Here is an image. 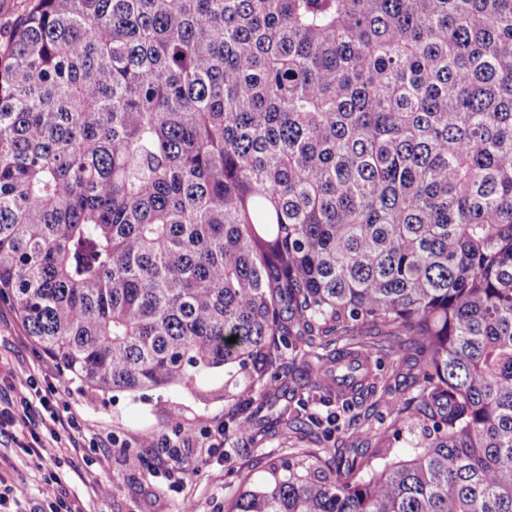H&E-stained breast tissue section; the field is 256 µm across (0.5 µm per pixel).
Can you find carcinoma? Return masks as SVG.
<instances>
[{
    "instance_id": "carcinoma-1",
    "label": "carcinoma",
    "mask_w": 512,
    "mask_h": 512,
    "mask_svg": "<svg viewBox=\"0 0 512 512\" xmlns=\"http://www.w3.org/2000/svg\"><path fill=\"white\" fill-rule=\"evenodd\" d=\"M26 2L0 300L61 371L243 374L228 440L281 347L411 336L408 457L273 458L225 512H512V0Z\"/></svg>"
}]
</instances>
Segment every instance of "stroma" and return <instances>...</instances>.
<instances>
[{
	"label": "stroma",
	"mask_w": 512,
	"mask_h": 512,
	"mask_svg": "<svg viewBox=\"0 0 512 512\" xmlns=\"http://www.w3.org/2000/svg\"><path fill=\"white\" fill-rule=\"evenodd\" d=\"M374 350V372L368 389L338 396L300 375L302 359L314 360L359 348L355 336L335 337L329 347L305 348L303 356L285 348L279 354L278 379L263 386L267 404L251 430L224 445L199 471L173 484L159 476L157 449L146 447L144 436L172 433L175 427L197 430L203 422H220L237 409L236 398L219 394L223 372L202 373L200 382L214 397L200 400L182 388L157 389L135 394L98 395L65 380L54 360L27 336L7 301H0V394L18 398L25 374L38 383L56 386L82 431L62 439L46 471L59 473L63 497H79L84 512H182L192 503L195 512H222L237 489L236 476L265 477V459L305 449L324 456L348 455L364 449L397 448L407 453L408 432L395 420L405 400L420 398L418 357L407 337L383 336ZM180 410L172 422L171 410ZM302 415L304 432L290 420Z\"/></svg>",
	"instance_id": "stroma-1"
}]
</instances>
